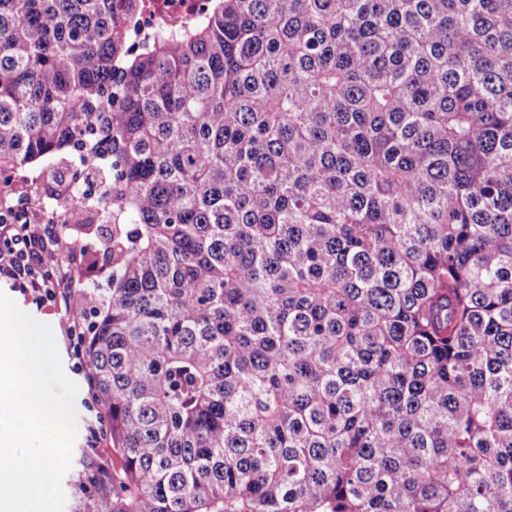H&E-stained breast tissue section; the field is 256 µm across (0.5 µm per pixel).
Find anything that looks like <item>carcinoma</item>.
<instances>
[{
  "mask_svg": "<svg viewBox=\"0 0 512 512\" xmlns=\"http://www.w3.org/2000/svg\"><path fill=\"white\" fill-rule=\"evenodd\" d=\"M142 2L0 0V173L112 210L69 512H512V0ZM208 0H145L135 36L138 46L164 30L185 28L205 15ZM39 171H42L41 166L17 171L13 174L14 181L20 190L31 191L32 194H36L43 203L50 207L54 203L50 196V187L53 184L47 181L46 175L34 179Z\"/></svg>",
  "mask_w": 512,
  "mask_h": 512,
  "instance_id": "1",
  "label": "carcinoma"
}]
</instances>
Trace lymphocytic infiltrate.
<instances>
[{"instance_id": "f902f5d3", "label": "lymphocytic infiltrate", "mask_w": 512, "mask_h": 512, "mask_svg": "<svg viewBox=\"0 0 512 512\" xmlns=\"http://www.w3.org/2000/svg\"><path fill=\"white\" fill-rule=\"evenodd\" d=\"M67 230L59 212L0 197V278L41 301L64 296L71 333L81 336L91 326L93 302L87 292L72 289L69 271L58 262L60 253L72 249Z\"/></svg>"}]
</instances>
